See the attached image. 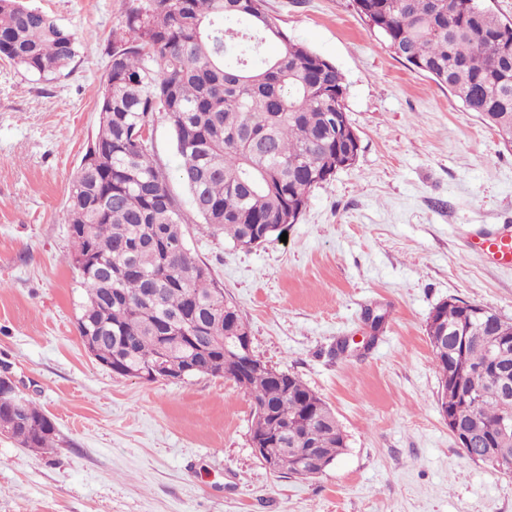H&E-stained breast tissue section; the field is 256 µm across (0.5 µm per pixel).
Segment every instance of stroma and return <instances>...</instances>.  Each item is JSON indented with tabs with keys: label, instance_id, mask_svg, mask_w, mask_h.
<instances>
[{
	"label": "stroma",
	"instance_id": "obj_1",
	"mask_svg": "<svg viewBox=\"0 0 512 512\" xmlns=\"http://www.w3.org/2000/svg\"><path fill=\"white\" fill-rule=\"evenodd\" d=\"M28 2L74 34L77 55L48 78L0 60V363L60 443L44 454L0 435V512H512V474L469 460L439 411L426 333L453 297L512 321V270L476 247L512 225V148L393 56L352 0H266L289 39L344 74L360 140L286 241L242 249L189 218L187 246L257 358L319 393L347 436L317 477L280 478L249 444L251 401L233 381L147 382L86 351L66 197L134 0ZM151 144L187 200L163 118ZM368 309L385 317L375 343L335 355L339 340L367 335Z\"/></svg>",
	"mask_w": 512,
	"mask_h": 512
}]
</instances>
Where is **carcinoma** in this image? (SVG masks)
I'll list each match as a JSON object with an SVG mask.
<instances>
[{"label": "carcinoma", "mask_w": 512, "mask_h": 512, "mask_svg": "<svg viewBox=\"0 0 512 512\" xmlns=\"http://www.w3.org/2000/svg\"><path fill=\"white\" fill-rule=\"evenodd\" d=\"M391 53L474 112L512 147V21L485 0H353ZM129 37L112 41L103 77L100 124L67 193L73 251L67 261L84 290L78 332L88 353L120 376L147 381L198 374L233 381L269 409L252 418L249 438L278 441L275 473L309 479L322 472L297 458L314 448L331 465L347 448L336 415L298 376L267 367L243 373L222 339L243 318L186 246V214L169 175L141 131L160 115L170 126L176 173L201 229L241 248L280 235L306 210L310 193L352 166L360 145L339 69L294 42L265 0H138ZM278 40V54H264ZM77 55L73 34L24 0H0V58L40 76ZM426 332L439 373L440 409L464 429L491 439L508 414L496 372L512 380V350L493 371L488 340L512 338V322L476 303L439 304ZM469 329L465 342L437 343L443 331ZM472 395L448 392V371ZM11 438L33 451L57 447L53 419L25 400Z\"/></svg>", "instance_id": "obj_1"}]
</instances>
